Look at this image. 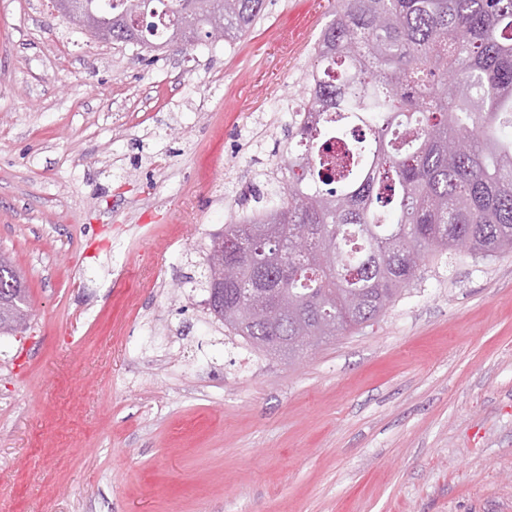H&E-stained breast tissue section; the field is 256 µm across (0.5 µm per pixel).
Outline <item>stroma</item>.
<instances>
[{"mask_svg": "<svg viewBox=\"0 0 512 512\" xmlns=\"http://www.w3.org/2000/svg\"><path fill=\"white\" fill-rule=\"evenodd\" d=\"M337 6L265 0L211 55L0 0V252L30 303L0 335V512H512V253L425 259L374 324L254 365L187 284L287 168L278 107Z\"/></svg>", "mask_w": 512, "mask_h": 512, "instance_id": "obj_1", "label": "stroma"}]
</instances>
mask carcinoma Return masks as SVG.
<instances>
[{"mask_svg":"<svg viewBox=\"0 0 512 512\" xmlns=\"http://www.w3.org/2000/svg\"><path fill=\"white\" fill-rule=\"evenodd\" d=\"M97 0L112 43L202 45L219 26L235 43L265 0H149L145 25ZM288 121V173L276 202L214 236L193 287L242 247L237 277H260L254 238L288 258L255 288L256 311L229 285L210 308L224 328L272 355L303 350L378 319L420 276L424 257L493 260L512 252V0H340ZM345 140L330 171L331 139ZM28 295L0 254V335L27 331Z\"/></svg>","mask_w":512,"mask_h":512,"instance_id":"obj_1","label":"carcinoma"}]
</instances>
